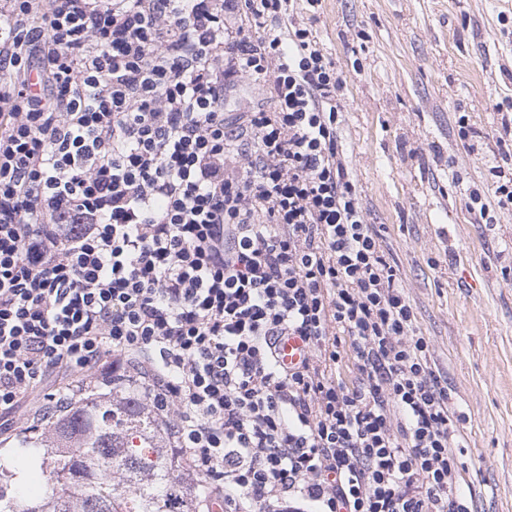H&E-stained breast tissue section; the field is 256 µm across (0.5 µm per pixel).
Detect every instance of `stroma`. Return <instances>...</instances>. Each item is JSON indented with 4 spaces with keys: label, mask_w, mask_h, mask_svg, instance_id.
Segmentation results:
<instances>
[{
    "label": "stroma",
    "mask_w": 512,
    "mask_h": 512,
    "mask_svg": "<svg viewBox=\"0 0 512 512\" xmlns=\"http://www.w3.org/2000/svg\"><path fill=\"white\" fill-rule=\"evenodd\" d=\"M304 20L341 72V147L401 270L467 436L476 512H512V210L465 207L510 144L512 0H322ZM466 114L478 132L457 136Z\"/></svg>",
    "instance_id": "1"
}]
</instances>
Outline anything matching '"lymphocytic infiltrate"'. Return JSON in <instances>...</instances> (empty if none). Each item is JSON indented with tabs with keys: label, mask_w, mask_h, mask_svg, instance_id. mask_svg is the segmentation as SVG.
Returning <instances> with one entry per match:
<instances>
[{
	"label": "lymphocytic infiltrate",
	"mask_w": 512,
	"mask_h": 512,
	"mask_svg": "<svg viewBox=\"0 0 512 512\" xmlns=\"http://www.w3.org/2000/svg\"><path fill=\"white\" fill-rule=\"evenodd\" d=\"M321 2L0 0V433L91 372L142 387L224 512H474L349 177ZM244 87L256 108L225 111ZM491 174L467 204L489 224L512 207ZM284 336L311 350L289 368Z\"/></svg>",
	"instance_id": "f902f5d3"
}]
</instances>
